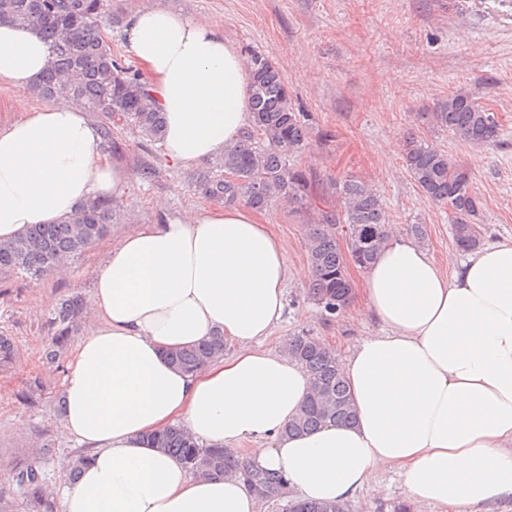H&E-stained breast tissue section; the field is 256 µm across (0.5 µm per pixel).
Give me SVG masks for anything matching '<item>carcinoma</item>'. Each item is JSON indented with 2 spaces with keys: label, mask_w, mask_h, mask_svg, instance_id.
Instances as JSON below:
<instances>
[{
  "label": "carcinoma",
  "mask_w": 512,
  "mask_h": 512,
  "mask_svg": "<svg viewBox=\"0 0 512 512\" xmlns=\"http://www.w3.org/2000/svg\"><path fill=\"white\" fill-rule=\"evenodd\" d=\"M0 19L39 32L52 48L53 61L32 92L50 103L67 100L85 112L101 115L103 146L112 150V125L136 128L145 141L162 139L163 116L155 106L147 82L112 49L102 23L117 25L119 15L106 11V0H0ZM250 79V125L239 142L207 166L189 176L201 197L226 205L245 204L264 210L274 201L310 211L305 224L308 261L314 269L310 294L320 312L333 319L350 305L353 294L348 265L362 270L375 260L391 224L379 192L363 182L341 178L335 183L336 201L322 207L313 202L309 177L288 165L309 145L307 114L296 109L279 68L255 52L247 61ZM432 127L444 130L464 144L494 145L500 124L479 98L457 92L427 113ZM404 164L420 191L448 208L453 217L454 243L469 252L483 241L480 225L471 221L483 207L471 173L447 152L415 137L405 140ZM112 210L105 200L78 207L55 224H34L16 238L0 242V278L25 276L43 280L110 233ZM84 311L81 296L60 302L52 312L54 336L46 361L56 362L59 349ZM224 338L172 351L176 367L194 372L224 355ZM288 352L312 378L313 392L300 413L288 424V433L309 432L328 423L355 419L353 400L334 352L307 336L288 339ZM13 338L0 334V372L10 369ZM157 448L177 457L191 472L222 477L241 471L260 490L261 499L291 512L300 501L288 496L283 476L245 466L221 448H207L180 426L152 437ZM13 482L21 504L0 490V512H54L40 467L30 462L14 470ZM298 512H346L343 503L306 502Z\"/></svg>",
  "instance_id": "1"
}]
</instances>
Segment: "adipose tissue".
<instances>
[{
  "label": "adipose tissue",
  "mask_w": 512,
  "mask_h": 512,
  "mask_svg": "<svg viewBox=\"0 0 512 512\" xmlns=\"http://www.w3.org/2000/svg\"><path fill=\"white\" fill-rule=\"evenodd\" d=\"M127 32L172 165L207 163L241 138L249 75L222 33L160 6L136 10ZM51 60L37 31L0 20V83L22 92ZM13 109L0 126V241L92 200H123L130 172L106 158L82 109H34L22 95ZM287 279L282 241L245 205L142 224L108 249L93 271L98 320L63 381V436L88 459L57 487L59 512H260L243 476L202 477L154 448L151 435L173 425L228 452L253 440L248 465L281 474L304 502H346L386 467L419 506L489 512L512 500V238L447 274L390 235L354 290L381 332L339 364L356 419L300 436L286 427L310 377L264 346ZM216 335L236 352L192 373L170 363V351Z\"/></svg>",
  "instance_id": "adipose-tissue-1"
}]
</instances>
